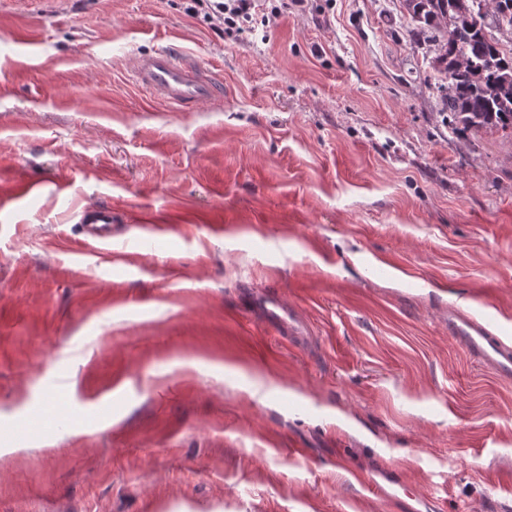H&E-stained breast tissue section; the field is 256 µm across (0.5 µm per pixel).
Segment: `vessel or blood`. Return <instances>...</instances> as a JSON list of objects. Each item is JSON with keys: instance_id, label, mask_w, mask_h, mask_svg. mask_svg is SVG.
I'll return each instance as SVG.
<instances>
[{"instance_id": "obj_1", "label": "vessel or blood", "mask_w": 512, "mask_h": 512, "mask_svg": "<svg viewBox=\"0 0 512 512\" xmlns=\"http://www.w3.org/2000/svg\"><path fill=\"white\" fill-rule=\"evenodd\" d=\"M137 87L175 108L213 103L220 86L204 68L182 51L166 47L136 57L132 69ZM111 212L99 207L82 216L87 243L112 239ZM448 332L472 358L503 377L512 376V344L488 335L486 329L460 311L448 313Z\"/></svg>"}]
</instances>
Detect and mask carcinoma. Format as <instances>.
<instances>
[{
	"label": "carcinoma",
	"mask_w": 512,
	"mask_h": 512,
	"mask_svg": "<svg viewBox=\"0 0 512 512\" xmlns=\"http://www.w3.org/2000/svg\"><path fill=\"white\" fill-rule=\"evenodd\" d=\"M474 0H404L417 36L433 48L432 67L440 74L444 110L454 129H512V51L477 27L470 15ZM492 24L512 35V0H500ZM469 64L456 68L457 56Z\"/></svg>",
	"instance_id": "1"
}]
</instances>
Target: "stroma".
<instances>
[{
    "instance_id": "obj_1",
    "label": "stroma",
    "mask_w": 512,
    "mask_h": 512,
    "mask_svg": "<svg viewBox=\"0 0 512 512\" xmlns=\"http://www.w3.org/2000/svg\"><path fill=\"white\" fill-rule=\"evenodd\" d=\"M414 27L402 0L242 39L179 0H0V420L28 426L0 512H512V378L448 336L462 307L512 339V131L454 132ZM168 46L220 104L138 90ZM111 211L98 207L83 213L81 222L86 242H112Z\"/></svg>"
}]
</instances>
